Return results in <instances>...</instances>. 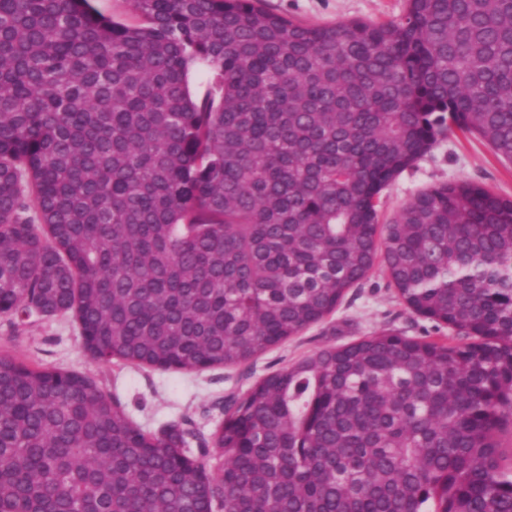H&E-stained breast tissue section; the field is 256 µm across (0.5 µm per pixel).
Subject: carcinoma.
Instances as JSON below:
<instances>
[{
	"label": "carcinoma",
	"mask_w": 512,
	"mask_h": 512,
	"mask_svg": "<svg viewBox=\"0 0 512 512\" xmlns=\"http://www.w3.org/2000/svg\"><path fill=\"white\" fill-rule=\"evenodd\" d=\"M0 0V314L70 312L104 364L235 366L376 260L451 337L323 349L141 429L92 378L0 355V512H512V198L381 194L457 129L512 163V0L305 26L263 0ZM206 66L204 91L188 74Z\"/></svg>",
	"instance_id": "obj_1"
}]
</instances>
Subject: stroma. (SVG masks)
Segmentation results:
<instances>
[{
	"mask_svg": "<svg viewBox=\"0 0 512 512\" xmlns=\"http://www.w3.org/2000/svg\"><path fill=\"white\" fill-rule=\"evenodd\" d=\"M266 8L304 25H333L360 19L386 22L398 18L406 0H264ZM468 181L512 197V165L500 160L481 138L453 132L432 151L402 172L384 191L380 223L392 221L419 192L434 186ZM380 331L418 339H435L433 321L407 310L381 269H374L363 288L350 291L325 321L301 335L267 349L242 366L194 372L165 371L131 365H105L84 349L81 331L71 315L32 318L19 327L0 314V354L40 363L60 371L93 377L103 390L120 399L134 422L150 432L189 418L191 426L210 434L223 421V403L241 398L271 373L286 369L327 347L359 341Z\"/></svg>",
	"mask_w": 512,
	"mask_h": 512,
	"instance_id": "stroma-1",
	"label": "stroma"
}]
</instances>
